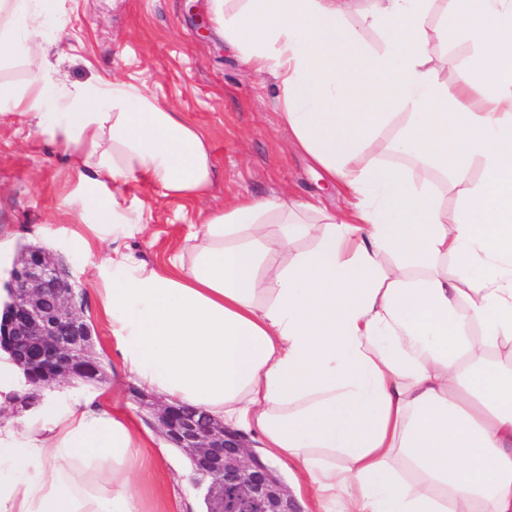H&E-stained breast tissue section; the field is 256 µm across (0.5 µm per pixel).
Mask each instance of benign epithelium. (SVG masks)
<instances>
[{
	"instance_id": "benign-epithelium-1",
	"label": "benign epithelium",
	"mask_w": 512,
	"mask_h": 512,
	"mask_svg": "<svg viewBox=\"0 0 512 512\" xmlns=\"http://www.w3.org/2000/svg\"><path fill=\"white\" fill-rule=\"evenodd\" d=\"M9 289L0 348L33 373L37 387L98 376L92 330L60 259L47 250L24 252L16 259ZM152 416L166 439L191 457L195 472L210 478L206 495L224 497L221 512H300L248 437L182 406L154 407Z\"/></svg>"
}]
</instances>
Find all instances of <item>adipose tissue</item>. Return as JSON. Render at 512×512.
<instances>
[{
	"mask_svg": "<svg viewBox=\"0 0 512 512\" xmlns=\"http://www.w3.org/2000/svg\"><path fill=\"white\" fill-rule=\"evenodd\" d=\"M450 2L209 0L351 203L241 194L161 264L121 245L148 231L123 186L206 194L203 134L145 85L33 63L0 81V112L73 159L80 226L62 244L94 263L125 378L259 435L315 512H512V0ZM60 19L58 0H0V59ZM467 36L481 68L447 79L429 47ZM381 141L413 167L368 160ZM170 451L98 393L43 392L0 424V512H143L144 460Z\"/></svg>",
	"mask_w": 512,
	"mask_h": 512,
	"instance_id": "obj_1",
	"label": "adipose tissue"
}]
</instances>
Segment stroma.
<instances>
[{
  "instance_id": "obj_1",
  "label": "stroma",
  "mask_w": 512,
  "mask_h": 512,
  "mask_svg": "<svg viewBox=\"0 0 512 512\" xmlns=\"http://www.w3.org/2000/svg\"><path fill=\"white\" fill-rule=\"evenodd\" d=\"M59 6L67 35L61 39L46 28L36 54L61 82L118 78L146 84L161 107L179 113L211 145L216 179L207 196L164 197L142 182H129L128 194L142 202L150 230L127 245L143 259L164 261L190 225L239 193L317 198L328 210L344 208L338 188L318 176L282 128L275 81L255 74L225 46L207 0H60ZM77 190L67 155L46 139L35 119L0 114V239L8 243L0 250L1 286L25 246L47 247L43 229L74 224L73 213L58 202ZM64 261L84 290L82 314L107 374L101 383L72 381V388L100 392L113 408L143 418L139 389L122 377L111 329L96 317V296L86 287L91 267L76 254ZM175 491L200 497L189 474ZM175 491L166 473L155 474L140 488L145 512H172Z\"/></svg>"
}]
</instances>
